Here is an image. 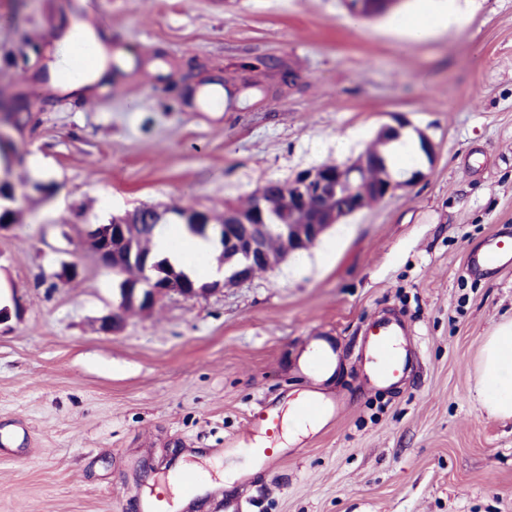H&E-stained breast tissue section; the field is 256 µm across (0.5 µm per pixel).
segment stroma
Returning <instances> with one entry per match:
<instances>
[{
	"mask_svg": "<svg viewBox=\"0 0 512 512\" xmlns=\"http://www.w3.org/2000/svg\"><path fill=\"white\" fill-rule=\"evenodd\" d=\"M76 0H0V512H170L169 477L224 450L260 412L310 394L337 416L249 480L182 512H512V419L476 392L478 357L512 317V271L468 252L512 236V0H459L467 23L409 40L408 0L354 19L345 0H86L125 51L90 96L41 92L58 19ZM291 74L281 82L267 59ZM237 86L211 112L188 93ZM424 132L433 158L396 194L274 270L212 294L161 296L105 333L120 278L87 231L142 205L223 218L267 181L362 155L385 125ZM78 273L62 278L63 265ZM395 316L417 357L395 388L362 376L366 330ZM343 354L316 377L322 342Z\"/></svg>",
	"mask_w": 512,
	"mask_h": 512,
	"instance_id": "1",
	"label": "stroma"
}]
</instances>
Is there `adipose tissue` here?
I'll use <instances>...</instances> for the list:
<instances>
[{
    "mask_svg": "<svg viewBox=\"0 0 512 512\" xmlns=\"http://www.w3.org/2000/svg\"><path fill=\"white\" fill-rule=\"evenodd\" d=\"M465 15L457 0H419L405 16L402 33L409 39L461 28ZM208 240L168 228L157 233L154 251L158 257L177 264L188 255L210 250ZM477 392L488 410L500 417H512V319L504 320L487 336L477 365Z\"/></svg>",
    "mask_w": 512,
    "mask_h": 512,
    "instance_id": "adipose-tissue-1",
    "label": "adipose tissue"
}]
</instances>
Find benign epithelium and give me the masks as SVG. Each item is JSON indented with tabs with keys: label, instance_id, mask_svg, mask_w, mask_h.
<instances>
[{
	"label": "benign epithelium",
	"instance_id": "benign-epithelium-1",
	"mask_svg": "<svg viewBox=\"0 0 512 512\" xmlns=\"http://www.w3.org/2000/svg\"><path fill=\"white\" fill-rule=\"evenodd\" d=\"M370 159L363 154L354 161L338 165L334 169L317 167L297 173L291 179L293 194L288 199L297 203L315 200L320 203L321 223L290 224L282 236V250L276 257L267 253L261 239L253 234L254 225L244 216L233 210L224 211V219L235 229L231 238V250L224 257L227 276L211 288H183L170 281H161L149 287L144 286L140 277L127 276L125 288L120 291L121 305L135 307L142 311L150 310L156 299L174 292L187 298L206 296L227 286L251 279L259 271H271L292 254L307 249L327 229L341 224L352 215L368 208L373 200H383L396 194L402 183L391 177L383 178L374 193H364L360 186L367 181ZM100 262L114 272H124L140 265L149 269V263L134 262L121 246L112 247V258L99 257Z\"/></svg>",
	"mask_w": 512,
	"mask_h": 512
}]
</instances>
